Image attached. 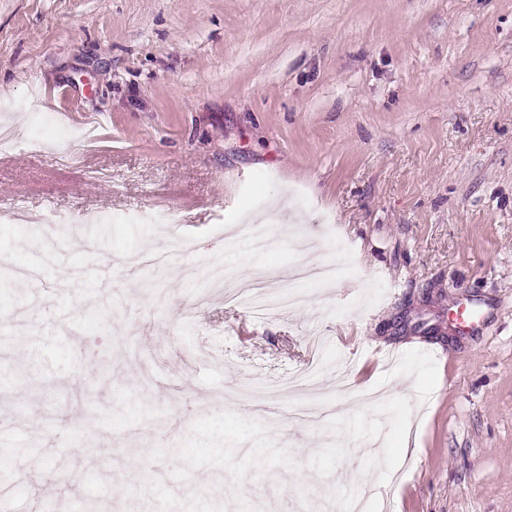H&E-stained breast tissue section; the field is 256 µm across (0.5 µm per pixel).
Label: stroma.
<instances>
[{
  "mask_svg": "<svg viewBox=\"0 0 512 512\" xmlns=\"http://www.w3.org/2000/svg\"><path fill=\"white\" fill-rule=\"evenodd\" d=\"M1 104L15 512H512V0H0ZM310 257L336 279L263 319L212 281ZM316 336L324 420L256 409Z\"/></svg>",
  "mask_w": 512,
  "mask_h": 512,
  "instance_id": "obj_1",
  "label": "stroma"
}]
</instances>
